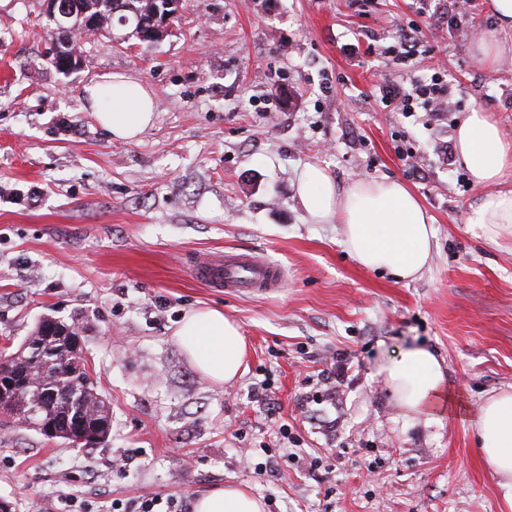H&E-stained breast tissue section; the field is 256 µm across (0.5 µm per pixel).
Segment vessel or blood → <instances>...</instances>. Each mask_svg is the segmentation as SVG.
I'll use <instances>...</instances> for the list:
<instances>
[{
  "label": "vessel or blood",
  "mask_w": 512,
  "mask_h": 512,
  "mask_svg": "<svg viewBox=\"0 0 512 512\" xmlns=\"http://www.w3.org/2000/svg\"><path fill=\"white\" fill-rule=\"evenodd\" d=\"M196 277L212 288H222L242 295L273 292L281 285L276 264L262 262L248 255L205 260L195 266Z\"/></svg>",
  "instance_id": "obj_1"
}]
</instances>
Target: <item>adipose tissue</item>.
<instances>
[{
  "mask_svg": "<svg viewBox=\"0 0 512 512\" xmlns=\"http://www.w3.org/2000/svg\"><path fill=\"white\" fill-rule=\"evenodd\" d=\"M84 97L89 111L114 140L133 141L153 121L150 91L128 76H103L85 87ZM455 152L475 184L495 188L471 212L469 223L481 225L491 239L512 229V190L497 188L512 168V143L505 141L486 112L475 109L458 125ZM298 196L313 223L342 224L345 245L363 267L411 280L428 265L433 227L404 184L356 181L340 189L321 167L311 165L300 178ZM174 336L197 369L215 382H228L239 374L245 341L238 326L221 310L189 311ZM377 374L404 410L426 415L429 423H436L445 371L431 350L408 347L382 359ZM475 440L483 465L496 479L503 512H512V391L491 394L480 405ZM194 512H264V504L230 485L197 497Z\"/></svg>",
  "mask_w": 512,
  "mask_h": 512,
  "instance_id": "1",
  "label": "adipose tissue"
}]
</instances>
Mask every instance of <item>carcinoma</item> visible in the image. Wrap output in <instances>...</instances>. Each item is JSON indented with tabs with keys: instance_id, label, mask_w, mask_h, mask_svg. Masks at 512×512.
<instances>
[{
	"instance_id": "1",
	"label": "carcinoma",
	"mask_w": 512,
	"mask_h": 512,
	"mask_svg": "<svg viewBox=\"0 0 512 512\" xmlns=\"http://www.w3.org/2000/svg\"><path fill=\"white\" fill-rule=\"evenodd\" d=\"M77 13L97 15L100 18L98 35L110 33L114 25H119L129 34V40L145 48L153 44L142 28L144 18L156 8L163 6L164 0H75ZM69 323L53 317L39 321L32 334L16 348L14 358L3 360L5 372L18 374L22 385L11 388L3 386L6 396L0 401V414L11 419L24 413L33 431L39 433L37 425L42 420L29 415L32 398L46 396L47 412L43 417L53 416L65 420L81 414L83 429L74 426L66 428V433L58 435L62 442L76 443L88 433L96 439L88 445L104 443L112 430V412L106 398L97 390L94 371L88 364L83 347L77 338L65 333ZM43 345L48 351L39 357L31 351L34 345Z\"/></svg>"
}]
</instances>
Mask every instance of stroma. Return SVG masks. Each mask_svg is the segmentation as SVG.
Returning a JSON list of instances; mask_svg holds the SVG:
<instances>
[{
    "label": "stroma",
    "mask_w": 512,
    "mask_h": 512,
    "mask_svg": "<svg viewBox=\"0 0 512 512\" xmlns=\"http://www.w3.org/2000/svg\"><path fill=\"white\" fill-rule=\"evenodd\" d=\"M419 27L408 61L397 22ZM490 0H181L171 33L131 48L83 39L59 74L43 0H0V349L40 319L79 322L108 441L71 448L0 422V498L12 512H112L141 495L194 498L234 484L264 512H501L473 440L487 394L512 389V234L468 223L488 187L465 183L444 149L480 108L512 142V55L486 64ZM442 73L453 118L379 105V87ZM121 73L152 93L154 120L113 140L83 89ZM412 149L402 159L398 147ZM344 188L396 180L434 226L415 280L364 268L339 224H312L296 192L306 165ZM243 254L283 283L245 297L198 281L194 263ZM220 309L245 338L244 372L217 383L173 339L187 311ZM422 345L443 360L440 423L410 417L379 360ZM350 360L335 399L319 370ZM273 383L268 415L251 390ZM295 458L267 457L278 424ZM319 459L310 470V459Z\"/></svg>",
    "instance_id": "obj_1"
}]
</instances>
